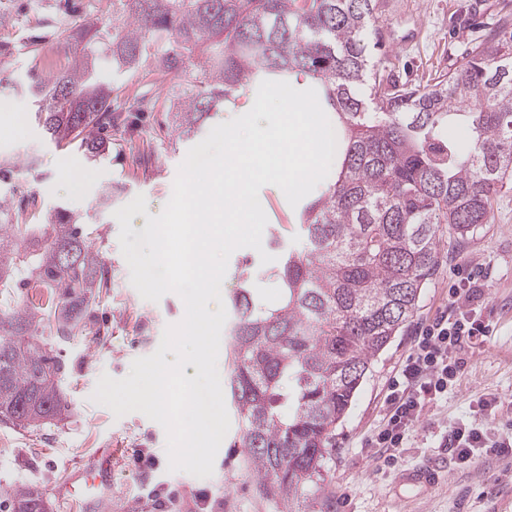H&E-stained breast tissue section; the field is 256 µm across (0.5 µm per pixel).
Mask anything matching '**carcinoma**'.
Returning <instances> with one entry per match:
<instances>
[{"label":"carcinoma","instance_id":"cac0c4a2","mask_svg":"<svg viewBox=\"0 0 512 512\" xmlns=\"http://www.w3.org/2000/svg\"><path fill=\"white\" fill-rule=\"evenodd\" d=\"M383 0H112V26L98 18L62 32L69 66L26 93L56 143L89 160L112 151V73L169 75L170 132L189 140L214 108L264 80L310 77L336 127V180L303 199L301 246L282 247L270 279L281 290L260 304L249 277L229 299L232 344L226 388L240 424L253 493L273 512H327V464L336 427L372 362L415 317L435 276L440 233L457 242L491 223L512 184V18L501 17L459 67L421 84L391 69ZM74 251L72 263L60 249ZM83 228L60 209L47 224L0 203V287L37 283L47 303L0 311V422L36 429L63 414V363L49 335L81 336L108 288ZM50 505L33 487L11 512Z\"/></svg>","mask_w":512,"mask_h":512}]
</instances>
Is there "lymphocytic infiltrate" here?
I'll list each match as a JSON object with an SVG mask.
<instances>
[{"label":"lymphocytic infiltrate","mask_w":512,"mask_h":512,"mask_svg":"<svg viewBox=\"0 0 512 512\" xmlns=\"http://www.w3.org/2000/svg\"><path fill=\"white\" fill-rule=\"evenodd\" d=\"M488 274L472 267L458 268L448 288V301L433 319L418 329L412 347L389 386L381 423L365 442L395 457L410 442L413 433L431 419L439 400L456 393L464 371L467 350L484 343L490 332L485 308L480 302ZM477 418L462 417L440 427L438 446L461 469L477 460L495 456L512 459V429L500 426L512 414V403L500 398L479 397Z\"/></svg>","instance_id":"lymphocytic-infiltrate-1"}]
</instances>
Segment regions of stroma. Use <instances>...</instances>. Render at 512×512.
I'll return each mask as SVG.
<instances>
[{
	"label": "stroma",
	"instance_id": "35a3bbf8",
	"mask_svg": "<svg viewBox=\"0 0 512 512\" xmlns=\"http://www.w3.org/2000/svg\"><path fill=\"white\" fill-rule=\"evenodd\" d=\"M112 0H0V72L10 74V87L0 90V165L11 166V184H0V200L23 206L20 185L38 197L30 221L45 223L63 207L83 224L110 280L108 294L93 306L86 335L51 342L53 356L67 372L63 392L69 408L51 423L23 430L0 423V502L14 490L33 486L48 496L52 512H63L68 485L78 484L93 458L117 448L112 458V497L107 512H265L256 501L242 449L227 433L210 477L199 478L168 469L166 431L139 412L115 416L91 396L101 375L121 379L135 359L152 355L165 328L184 317V303L174 293L159 301L144 300L130 281L131 272L119 246L116 210L144 196L146 214H135L131 226L142 235L147 216L159 215L172 191L190 142L168 137L161 124L165 113L148 112L129 119L121 137L139 146L138 155L113 149L89 161L77 145H55L38 125L24 92L32 64H45L60 54L58 33L91 18L110 16ZM512 15V0H384L382 24L394 54L400 81L426 82L460 66L470 41ZM259 201L267 217L263 239L278 229L288 245L302 231L298 212L283 191L263 186ZM483 264L492 270L484 291L493 332L480 349L467 354L460 393L439 402L434 417L452 422L467 415L469 402L483 392L512 401V189L497 196L491 224L456 248H443L439 271L419 302L417 323L445 304L455 268ZM271 264L251 248L235 250L221 287L230 296L237 276L249 271L263 304L278 301L280 290L270 280ZM415 325L398 336L372 364L351 409L336 429V457L329 463L330 512H512V465L488 456L459 469L446 462L429 486L401 483L405 472L429 460H444L435 436L418 438L416 447L397 459L385 453L367 456L361 444L379 424L390 381L407 355ZM159 489L174 494L173 504L155 510L147 496ZM207 498L198 510L199 498Z\"/></svg>",
	"mask_w": 512,
	"mask_h": 512
}]
</instances>
